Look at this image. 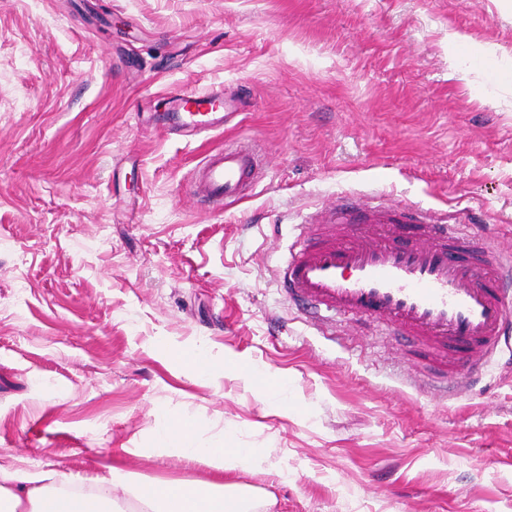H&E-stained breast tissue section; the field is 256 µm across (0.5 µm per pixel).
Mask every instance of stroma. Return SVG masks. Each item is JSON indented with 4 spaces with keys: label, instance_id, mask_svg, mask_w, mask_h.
<instances>
[{
    "label": "stroma",
    "instance_id": "35a3bbf8",
    "mask_svg": "<svg viewBox=\"0 0 512 512\" xmlns=\"http://www.w3.org/2000/svg\"><path fill=\"white\" fill-rule=\"evenodd\" d=\"M452 31L494 57L451 64ZM219 85L223 132L152 126L162 93ZM232 142L258 182L206 210L193 174ZM346 195L512 253V0H0V463L213 481L158 447L165 410L261 453L224 475L254 512H512V345L443 398L409 341L281 290ZM196 348L237 367L197 377Z\"/></svg>",
    "mask_w": 512,
    "mask_h": 512
}]
</instances>
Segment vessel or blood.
Instances as JSON below:
<instances>
[{"mask_svg":"<svg viewBox=\"0 0 512 512\" xmlns=\"http://www.w3.org/2000/svg\"><path fill=\"white\" fill-rule=\"evenodd\" d=\"M223 87L168 94L157 120L165 131L199 135L224 129ZM260 162L240 144L209 153L195 174L208 207L244 198ZM512 257L429 210L376 198L337 199L308 216L289 246L279 283L309 314L372 317L383 331L412 340L433 359L445 390L485 373L488 357L512 330Z\"/></svg>","mask_w":512,"mask_h":512,"instance_id":"vessel-or-blood-1","label":"vessel or blood"}]
</instances>
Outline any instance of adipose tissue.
Instances as JSON below:
<instances>
[{
	"label": "adipose tissue",
	"mask_w": 512,
	"mask_h": 512,
	"mask_svg": "<svg viewBox=\"0 0 512 512\" xmlns=\"http://www.w3.org/2000/svg\"><path fill=\"white\" fill-rule=\"evenodd\" d=\"M158 439L165 453L180 459L211 460L222 471H251L261 457L254 448L203 447L192 423L160 412ZM74 478L24 465L0 464V512H125L134 499L138 512H248L249 502L237 486L224 483L158 484L110 466L92 479L89 493L73 492Z\"/></svg>",
	"instance_id": "adipose-tissue-1"
}]
</instances>
